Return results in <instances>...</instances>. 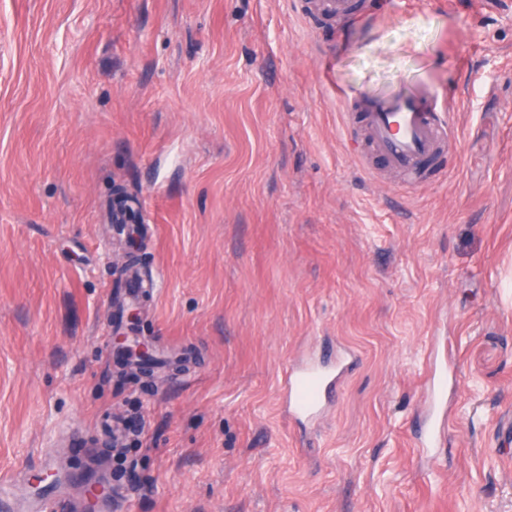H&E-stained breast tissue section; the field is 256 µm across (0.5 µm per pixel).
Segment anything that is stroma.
<instances>
[{
	"label": "stroma",
	"instance_id": "obj_1",
	"mask_svg": "<svg viewBox=\"0 0 512 512\" xmlns=\"http://www.w3.org/2000/svg\"><path fill=\"white\" fill-rule=\"evenodd\" d=\"M423 85L453 165L415 183L336 94ZM116 184L149 226L137 334L187 358L157 382L114 366ZM330 348L355 365L297 425L281 378ZM115 414V512H512V0H0V477L109 478Z\"/></svg>",
	"mask_w": 512,
	"mask_h": 512
}]
</instances>
